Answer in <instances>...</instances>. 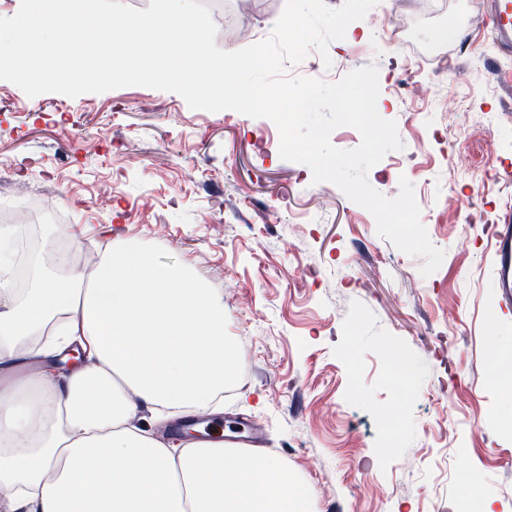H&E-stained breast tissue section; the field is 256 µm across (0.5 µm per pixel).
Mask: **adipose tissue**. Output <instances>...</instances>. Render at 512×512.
<instances>
[{"instance_id":"ef3b65f1","label":"adipose tissue","mask_w":512,"mask_h":512,"mask_svg":"<svg viewBox=\"0 0 512 512\" xmlns=\"http://www.w3.org/2000/svg\"><path fill=\"white\" fill-rule=\"evenodd\" d=\"M56 266L0 276V512H310L277 459L132 424L223 414L235 355L204 281L136 245Z\"/></svg>"}]
</instances>
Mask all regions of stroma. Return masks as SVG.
<instances>
[{"mask_svg":"<svg viewBox=\"0 0 512 512\" xmlns=\"http://www.w3.org/2000/svg\"><path fill=\"white\" fill-rule=\"evenodd\" d=\"M225 17L273 27L285 0H202ZM411 40L437 46L443 25L467 41L445 58L405 63L403 34L336 40L333 64L378 70L383 118L402 150L370 169L385 196L413 185L440 267L378 235L369 211L307 165L281 159L273 121L191 109L173 92L126 87L60 101L0 80V206L43 199L66 221L39 237L97 251L135 241L163 264H184L224 302V334L238 366L222 424L248 422L261 448L310 495L312 512H472L476 499L512 512V287L494 261L499 220L512 207V126L448 164L447 124L512 114V55L487 25H467L485 0H446V20L417 0H379ZM453 100L452 113L414 89ZM415 366L395 378L392 348ZM470 493H462L463 473Z\"/></svg>","mask_w":512,"mask_h":512,"instance_id":"obj_1","label":"stroma"}]
</instances>
